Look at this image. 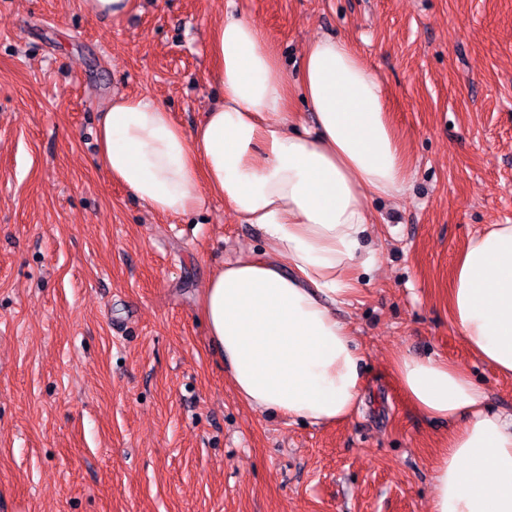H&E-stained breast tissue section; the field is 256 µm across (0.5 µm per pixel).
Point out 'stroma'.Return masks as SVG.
Returning <instances> with one entry per match:
<instances>
[{
	"label": "stroma",
	"mask_w": 512,
	"mask_h": 512,
	"mask_svg": "<svg viewBox=\"0 0 512 512\" xmlns=\"http://www.w3.org/2000/svg\"><path fill=\"white\" fill-rule=\"evenodd\" d=\"M229 4L291 73L310 40L349 42L412 162L403 196L369 204L379 270L336 310L367 380L342 423L254 411L208 335L202 290L256 229L216 197L155 214L96 162L112 95H151L188 131L221 99ZM492 224H512V0H140L118 21L0 0V512H430L464 422L417 413L392 362L448 360L512 416V376L448 307Z\"/></svg>",
	"instance_id": "1"
}]
</instances>
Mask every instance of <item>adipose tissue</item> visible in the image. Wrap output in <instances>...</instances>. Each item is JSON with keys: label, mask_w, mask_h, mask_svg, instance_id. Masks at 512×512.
<instances>
[{"label": "adipose tissue", "mask_w": 512, "mask_h": 512, "mask_svg": "<svg viewBox=\"0 0 512 512\" xmlns=\"http://www.w3.org/2000/svg\"><path fill=\"white\" fill-rule=\"evenodd\" d=\"M209 78L223 99L185 131L153 97L120 94L104 110L98 163L153 212L178 216L209 197L231 204L265 247L225 261L201 309L239 396L313 425L348 420L364 392L363 356L336 315L379 268L368 203L404 194L409 156L377 75L345 40L320 37L291 75L264 31L226 14ZM300 97L309 129L290 105ZM449 309L469 348L512 375V224L460 252ZM394 375L418 412L464 419L434 469L431 512H512V421L456 365L399 355Z\"/></svg>", "instance_id": "1"}]
</instances>
